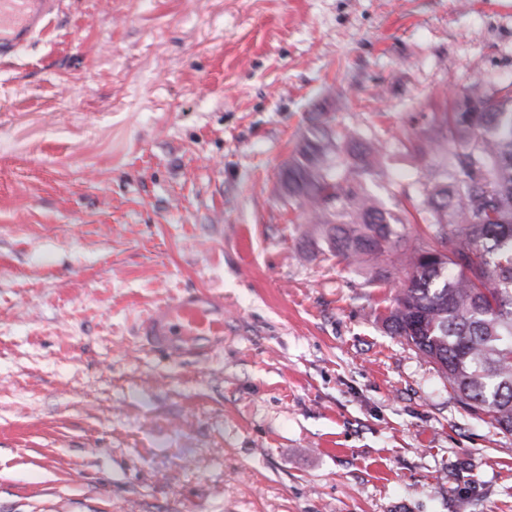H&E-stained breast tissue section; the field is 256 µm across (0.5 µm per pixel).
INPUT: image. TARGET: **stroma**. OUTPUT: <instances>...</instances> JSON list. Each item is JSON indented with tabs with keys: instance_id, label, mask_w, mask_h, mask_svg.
Instances as JSON below:
<instances>
[{
	"instance_id": "stroma-1",
	"label": "stroma",
	"mask_w": 512,
	"mask_h": 512,
	"mask_svg": "<svg viewBox=\"0 0 512 512\" xmlns=\"http://www.w3.org/2000/svg\"><path fill=\"white\" fill-rule=\"evenodd\" d=\"M512 85V0H61L0 61V512H512V435L304 239L279 174L332 119L396 210L449 84ZM224 302L200 360L140 321Z\"/></svg>"
}]
</instances>
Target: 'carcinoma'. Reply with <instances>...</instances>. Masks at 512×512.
I'll return each mask as SVG.
<instances>
[{"label": "carcinoma", "instance_id": "cac0c4a2", "mask_svg": "<svg viewBox=\"0 0 512 512\" xmlns=\"http://www.w3.org/2000/svg\"><path fill=\"white\" fill-rule=\"evenodd\" d=\"M445 102L434 135L407 139L416 158L446 155L449 167L413 210L389 212L366 191L386 177L379 149L327 120L299 141L280 185L329 255L383 264L374 280L395 292L386 329L437 366L467 411L511 435L512 90L494 99L453 84ZM422 213V244L399 252ZM397 261L404 282L390 277Z\"/></svg>", "mask_w": 512, "mask_h": 512}]
</instances>
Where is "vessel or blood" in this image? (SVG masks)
<instances>
[{
	"instance_id": "vessel-or-blood-1",
	"label": "vessel or blood",
	"mask_w": 512,
	"mask_h": 512,
	"mask_svg": "<svg viewBox=\"0 0 512 512\" xmlns=\"http://www.w3.org/2000/svg\"><path fill=\"white\" fill-rule=\"evenodd\" d=\"M59 7V0H0V60L27 46ZM149 347L181 358L201 357L224 342V304L195 293L166 302L140 325Z\"/></svg>"
}]
</instances>
